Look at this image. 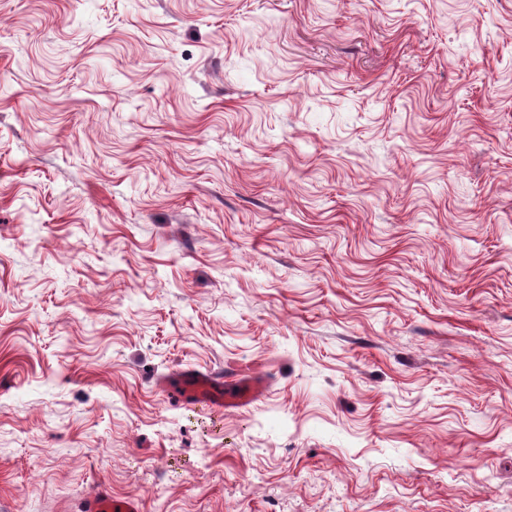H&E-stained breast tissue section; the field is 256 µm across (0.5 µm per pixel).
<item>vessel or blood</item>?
Instances as JSON below:
<instances>
[{"mask_svg": "<svg viewBox=\"0 0 512 512\" xmlns=\"http://www.w3.org/2000/svg\"><path fill=\"white\" fill-rule=\"evenodd\" d=\"M164 388L180 402L221 413L231 407H243L260 397L265 385L261 378L238 374L224 377L219 372L180 371L163 382ZM85 512H141L138 501L112 499L106 485H99L86 502Z\"/></svg>", "mask_w": 512, "mask_h": 512, "instance_id": "obj_1", "label": "vessel or blood"}]
</instances>
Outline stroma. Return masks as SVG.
I'll use <instances>...</instances> for the list:
<instances>
[{
	"label": "stroma",
	"instance_id": "obj_1",
	"mask_svg": "<svg viewBox=\"0 0 512 512\" xmlns=\"http://www.w3.org/2000/svg\"><path fill=\"white\" fill-rule=\"evenodd\" d=\"M103 482L512 512V0H0V512ZM163 387L180 402L200 406L214 413L231 407H244L260 397L265 385L261 378L237 374L224 378L219 372L183 370L163 382Z\"/></svg>",
	"mask_w": 512,
	"mask_h": 512
}]
</instances>
